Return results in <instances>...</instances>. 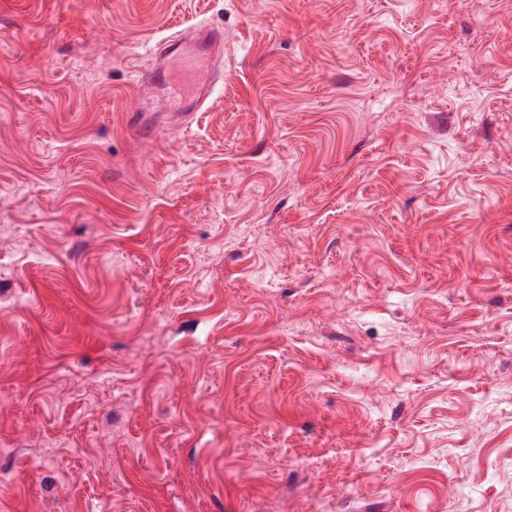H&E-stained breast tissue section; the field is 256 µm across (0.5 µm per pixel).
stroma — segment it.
Returning <instances> with one entry per match:
<instances>
[{"label":"stroma","mask_w":512,"mask_h":512,"mask_svg":"<svg viewBox=\"0 0 512 512\" xmlns=\"http://www.w3.org/2000/svg\"><path fill=\"white\" fill-rule=\"evenodd\" d=\"M224 28L190 129L124 114ZM0 512H512V0H0ZM196 38H189L181 32L172 34L151 48L150 65L141 73L138 82L144 96L151 95L156 86L166 82L175 66L183 81L191 89L189 95H180L171 109L179 112L182 122L189 124L201 112L212 94L223 72L224 58L215 53V48L224 46V29L215 25L196 27ZM125 123L144 140H152L158 128V122L145 113L141 102L135 103L126 111Z\"/></svg>","instance_id":"35a3bbf8"}]
</instances>
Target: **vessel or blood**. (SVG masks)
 Listing matches in <instances>:
<instances>
[{"mask_svg": "<svg viewBox=\"0 0 512 512\" xmlns=\"http://www.w3.org/2000/svg\"><path fill=\"white\" fill-rule=\"evenodd\" d=\"M223 43V28L211 24L197 27L192 38L178 32L160 40L149 53L150 65L139 77L144 94H151L166 82L171 70H178L190 92L181 96L172 109L182 122H191L194 114L202 111L224 68L223 57L215 52ZM125 123L145 140L153 139L158 128L156 119L147 115L139 103L126 111Z\"/></svg>", "mask_w": 512, "mask_h": 512, "instance_id": "b4317fda", "label": "vessel or blood"}]
</instances>
